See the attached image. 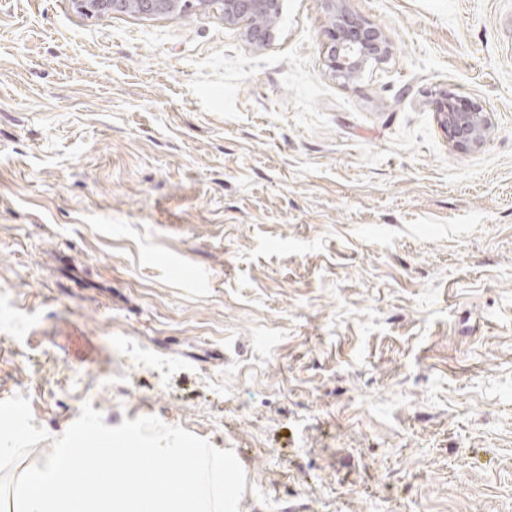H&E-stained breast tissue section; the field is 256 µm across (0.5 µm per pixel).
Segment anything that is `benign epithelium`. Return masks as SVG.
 Returning <instances> with one entry per match:
<instances>
[{
	"mask_svg": "<svg viewBox=\"0 0 512 512\" xmlns=\"http://www.w3.org/2000/svg\"><path fill=\"white\" fill-rule=\"evenodd\" d=\"M330 24L325 46L331 73L345 81L360 75L370 60L381 61L392 51L390 38L374 25L344 9L342 0H323ZM85 14H124L142 18L182 16L194 9L219 6L224 24H245V37L264 46L280 13V0H76ZM438 118L448 142L459 151L481 148L492 126L491 115L464 99L449 96L438 104Z\"/></svg>",
	"mask_w": 512,
	"mask_h": 512,
	"instance_id": "7a95c632",
	"label": "benign epithelium"
}]
</instances>
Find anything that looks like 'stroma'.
Instances as JSON below:
<instances>
[{"mask_svg":"<svg viewBox=\"0 0 512 512\" xmlns=\"http://www.w3.org/2000/svg\"><path fill=\"white\" fill-rule=\"evenodd\" d=\"M220 11L0 0V400L233 450L239 512H512V0ZM453 93L491 112L455 151ZM86 15L129 13L142 18L182 16L192 9L219 6L225 25L245 23V37L264 46L280 13V0H75ZM323 2L331 24L325 61L335 77L353 81L368 61H381L391 53L392 42L385 32L346 11L344 1Z\"/></svg>","mask_w":512,"mask_h":512,"instance_id":"1","label":"stroma"}]
</instances>
